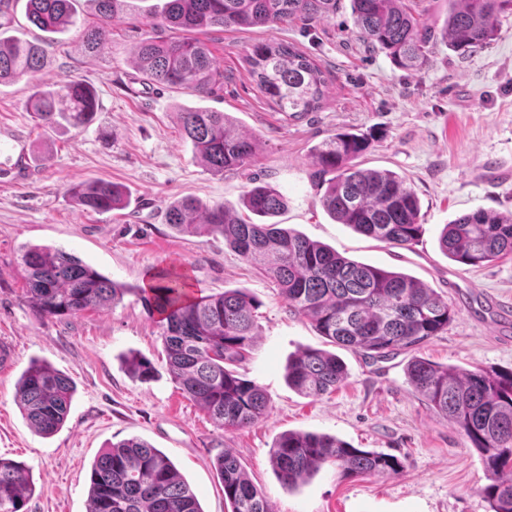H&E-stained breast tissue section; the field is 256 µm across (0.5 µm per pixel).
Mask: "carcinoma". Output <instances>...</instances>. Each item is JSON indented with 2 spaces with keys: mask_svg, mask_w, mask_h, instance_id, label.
I'll list each match as a JSON object with an SVG mask.
<instances>
[{
  "mask_svg": "<svg viewBox=\"0 0 512 512\" xmlns=\"http://www.w3.org/2000/svg\"><path fill=\"white\" fill-rule=\"evenodd\" d=\"M97 23L82 33L85 50L105 49L101 33L128 6V0H92ZM356 34L383 52L397 68L422 69L426 45L435 33L410 7L411 0H350ZM77 0H27V18L39 30L55 34L77 25ZM440 30L448 48L460 55L490 45L501 16L512 14V0H445ZM339 0H166L162 11L144 16L152 28L182 32L178 37H149L133 52V63L151 80L201 96L223 78L208 46L192 36L204 29L237 30L329 20ZM0 21V85L30 79L46 66L48 42L6 36ZM258 92L280 111L298 118L320 108L325 72L288 42H257L248 55ZM29 107L52 127L91 123L99 109L95 86L83 77H64L32 86ZM185 138L196 158L212 172L238 169L257 150L256 139L240 130L224 112L185 108L179 112ZM372 134L337 133L315 147L318 177L331 175L320 199L339 224L392 247L409 248L422 233L420 202L405 180L390 170L363 169L355 160ZM67 193L81 205L107 213L124 205L123 189L110 181L72 184ZM244 206L262 218L285 208L283 195L270 186L245 191ZM166 221L182 231L219 234L242 260L259 266L276 284L288 306L309 319L331 343L372 359L409 352L448 331L454 307L415 277L343 257L279 223L247 222L222 204L201 207L194 199L171 204ZM439 247L452 260L480 267L512 256V212L476 210L444 225ZM27 273L25 296L44 320L103 308L128 292L76 257L49 246H32L22 256ZM161 316L167 370L191 399L225 429L264 419L268 399L234 366L257 336L256 300L239 289L194 300L178 277L155 275L154 287L139 289ZM141 380L153 377L144 357L129 359ZM344 363L333 353L305 349L289 359L288 385L308 397L336 389L346 378ZM407 382L437 414L452 422L481 457L488 484L481 495L487 512H512V370L476 371L439 365L413 356ZM74 387L64 374L40 361L22 373L15 399L29 424L41 435L60 429L69 413ZM271 465L281 485L291 490L325 464L344 477L392 476L397 456L353 448L334 436L286 432L271 450ZM224 500L231 512H271L264 493L224 452L217 461ZM34 485L23 466L0 458V512H24ZM88 512H203L187 482L159 449L130 438L103 450L89 476Z\"/></svg>",
  "mask_w": 512,
  "mask_h": 512,
  "instance_id": "cac0c4a2",
  "label": "carcinoma"
}]
</instances>
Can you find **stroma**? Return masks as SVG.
<instances>
[{
  "mask_svg": "<svg viewBox=\"0 0 512 512\" xmlns=\"http://www.w3.org/2000/svg\"><path fill=\"white\" fill-rule=\"evenodd\" d=\"M157 0H133L104 28L103 53L87 52L83 26L95 23L81 0L79 24L55 34L41 81H93L100 110L80 127L38 126L26 109L29 84L0 86V338L15 347L0 366V457L20 462L35 485L28 512H87L89 473L99 453L137 437L165 453L196 494L203 512H227L215 470L231 452L270 501L273 512H486V471L479 454L447 419L433 413L404 376L406 355L372 361L330 343L295 314L277 288L218 235L189 234L166 222L169 205L192 197L245 215L243 195L271 185L286 199L277 221L350 259L407 273L452 304L446 333L420 356L468 370L512 368V340L502 336L484 295L512 310V259L482 267L457 263L438 247L444 224L478 209L512 211V15L491 45L459 56L433 41L418 72L391 65L356 34L350 0L335 18L308 26L203 34L224 87L198 97L143 81L132 52L152 31L143 13ZM259 41L295 43L326 71L322 107L288 117L258 92L247 56ZM228 113L258 139L244 168L215 174L195 158L177 118L179 107ZM339 132L374 133L364 168L405 178L421 205L423 232L409 248L392 247L336 223L323 209L312 149ZM102 179L122 186L129 202L99 214L78 206L68 185ZM59 248L127 286L120 301L61 320L40 319L24 296L25 250ZM161 269L186 273L191 297L241 289L259 302L258 335L239 373L269 398L267 417L240 429L219 427L167 371L160 317L139 293ZM306 348L336 353L347 378L318 399L289 387L288 359ZM140 354L154 366L143 382L125 366ZM38 360L68 375L75 392L63 426L37 433L15 400L18 380ZM335 436L355 448L398 456L394 476H339L322 467L284 489L270 450L285 432Z\"/></svg>",
  "mask_w": 512,
  "mask_h": 512,
  "instance_id": "1",
  "label": "stroma"
}]
</instances>
